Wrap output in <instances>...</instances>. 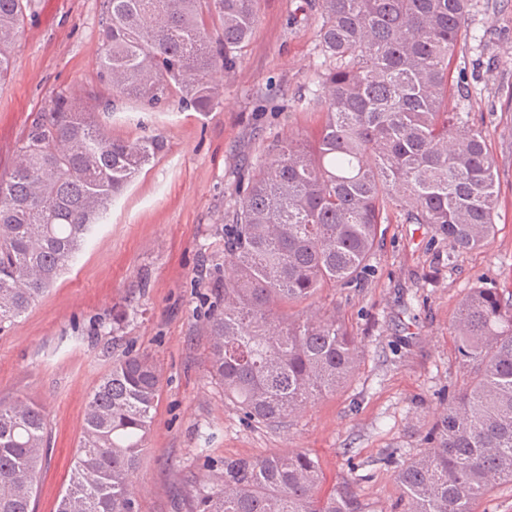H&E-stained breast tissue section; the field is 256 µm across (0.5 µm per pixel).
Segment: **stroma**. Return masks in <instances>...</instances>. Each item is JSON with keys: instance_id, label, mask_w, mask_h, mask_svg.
I'll return each mask as SVG.
<instances>
[{"instance_id": "obj_1", "label": "stroma", "mask_w": 512, "mask_h": 512, "mask_svg": "<svg viewBox=\"0 0 512 512\" xmlns=\"http://www.w3.org/2000/svg\"><path fill=\"white\" fill-rule=\"evenodd\" d=\"M300 0H257L258 21L235 71H216L211 112L123 101L99 121L109 136L158 135L164 150L113 201L75 263L13 324L0 329V402L44 408L51 446L37 475L35 512H56L95 381L132 349L161 370L152 431L137 475L138 512H189L191 477L228 460L305 450L322 493L350 486L365 512H400L393 456L417 455L421 435L468 378L453 332L468 289L512 292V0H473L448 109L467 112L495 160L494 238L454 252L431 226L392 212L382 245L354 288L322 291L362 345L354 377L279 427L248 422L207 372L202 314L224 261L225 214L274 140L316 144L324 58L318 20ZM99 0H32L11 76L0 84V172L57 97L98 88Z\"/></svg>"}]
</instances>
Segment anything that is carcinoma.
I'll return each instance as SVG.
<instances>
[{
	"label": "carcinoma",
	"mask_w": 512,
	"mask_h": 512,
	"mask_svg": "<svg viewBox=\"0 0 512 512\" xmlns=\"http://www.w3.org/2000/svg\"><path fill=\"white\" fill-rule=\"evenodd\" d=\"M31 0H0V83ZM329 65L315 105V147L276 140L227 211L222 275L203 322L209 373L249 422L278 427L355 374L360 350L338 312L293 308L351 286L393 210L430 224L456 251L495 231V162L467 112L448 111V81L470 0H313ZM257 22L256 0H101L98 78L113 96L208 112ZM112 101L60 97L0 173V326L60 277L120 193L158 156L157 137L110 138L94 120ZM457 351L470 379L395 464L406 512H475L512 483V293L469 289ZM160 369L126 351L95 383L57 512H138L136 474L152 429ZM50 444L42 406L0 404V512H34ZM191 512H364L347 489L322 497L318 460L297 450L224 462Z\"/></svg>",
	"instance_id": "carcinoma-1"
}]
</instances>
